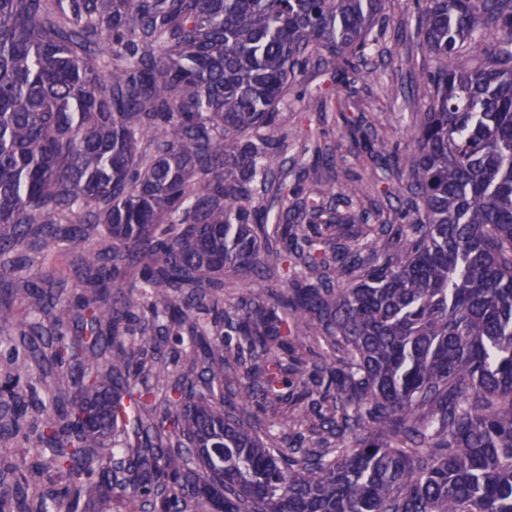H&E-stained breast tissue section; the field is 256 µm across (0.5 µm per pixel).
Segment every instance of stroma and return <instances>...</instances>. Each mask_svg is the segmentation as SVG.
Instances as JSON below:
<instances>
[{"instance_id": "obj_1", "label": "stroma", "mask_w": 512, "mask_h": 512, "mask_svg": "<svg viewBox=\"0 0 512 512\" xmlns=\"http://www.w3.org/2000/svg\"><path fill=\"white\" fill-rule=\"evenodd\" d=\"M419 12L418 0H384L381 18L383 20L382 45L397 47L398 56L375 57L381 82L358 80L338 84L330 74L316 67H309L307 73L290 89L280 103V133L292 136L290 149L299 164H310L311 155L302 151L315 125L309 124L314 115L318 88H332L335 95L355 102L357 114L364 125L387 138L391 150L397 156L412 152L413 142L410 127L416 112L428 99V85L422 78V70L428 64V57L420 48L422 38L416 26ZM325 139L336 150L339 169L360 174L364 184H373L383 175V164L374 162L367 155L350 149L341 127H327Z\"/></svg>"}]
</instances>
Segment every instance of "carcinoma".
<instances>
[{
    "label": "carcinoma",
    "instance_id": "cac0c4a2",
    "mask_svg": "<svg viewBox=\"0 0 512 512\" xmlns=\"http://www.w3.org/2000/svg\"><path fill=\"white\" fill-rule=\"evenodd\" d=\"M382 2L0 0V332L52 392L0 386V450L26 462L25 428L48 450L30 472L60 480L0 469V512H512V0H422L430 97L398 205L358 174L335 193L326 126L389 156L339 97L319 95L315 177L275 131L312 63L380 81ZM49 243L75 313L64 278L20 289V253ZM226 272L282 287L226 308ZM185 337L178 376L146 368ZM290 388L307 448L243 417ZM32 272L53 271L65 275L69 281L70 292L65 295V303L73 302L76 293L80 292V282L78 274L70 266V260L63 255L57 246L49 245L38 253L31 252Z\"/></svg>",
    "mask_w": 512,
    "mask_h": 512
}]
</instances>
